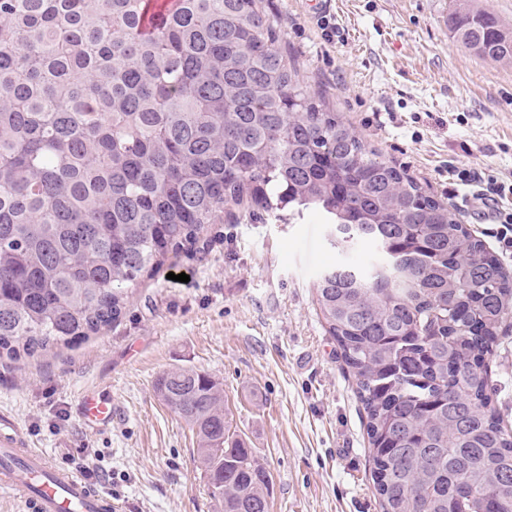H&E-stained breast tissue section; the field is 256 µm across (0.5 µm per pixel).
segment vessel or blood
Segmentation results:
<instances>
[{"mask_svg":"<svg viewBox=\"0 0 512 512\" xmlns=\"http://www.w3.org/2000/svg\"><path fill=\"white\" fill-rule=\"evenodd\" d=\"M83 417L100 428L112 421V405L93 391L81 396ZM0 451L21 452L19 465L0 470V492L22 495L28 512H118L111 495L94 489L74 470L53 462L29 445L26 434L8 414L0 412Z\"/></svg>","mask_w":512,"mask_h":512,"instance_id":"1","label":"vessel or blood"}]
</instances>
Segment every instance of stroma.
Masks as SVG:
<instances>
[{
    "mask_svg": "<svg viewBox=\"0 0 512 512\" xmlns=\"http://www.w3.org/2000/svg\"><path fill=\"white\" fill-rule=\"evenodd\" d=\"M266 4L309 90L427 194L447 201L452 163L512 174V63L482 58L445 24L463 4L512 33V0H332L329 40L312 0ZM336 260L318 216L284 224L228 205L140 278L116 322L0 358V411L58 463L100 449L122 512H217L188 426L155 390L165 371L201 370L223 382L232 432L271 474L269 512H379L365 414L315 302ZM490 366L512 428V328ZM86 389L111 397V427L80 422Z\"/></svg>",
    "mask_w": 512,
    "mask_h": 512,
    "instance_id": "35a3bbf8",
    "label": "stroma"
}]
</instances>
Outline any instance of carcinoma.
Listing matches in <instances>:
<instances>
[{
  "mask_svg": "<svg viewBox=\"0 0 512 512\" xmlns=\"http://www.w3.org/2000/svg\"><path fill=\"white\" fill-rule=\"evenodd\" d=\"M448 28L512 59L485 12ZM245 198L321 215L337 252L373 251L326 267L315 297L381 512H512L489 374L512 274L303 86L260 0H0V355L110 325L173 245ZM156 391L221 512H264L265 468L230 440L224 384L178 368Z\"/></svg>",
  "mask_w": 512,
  "mask_h": 512,
  "instance_id": "carcinoma-1",
  "label": "carcinoma"
}]
</instances>
